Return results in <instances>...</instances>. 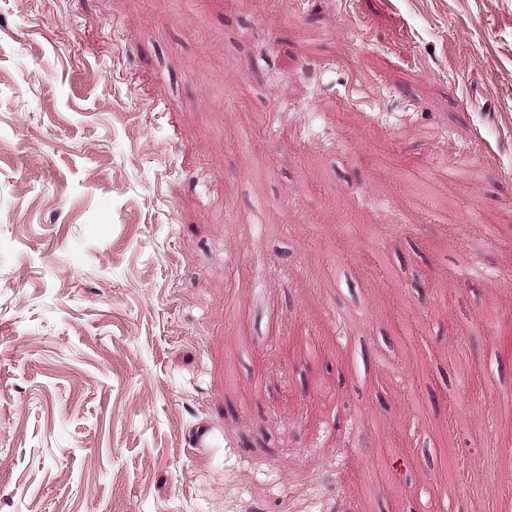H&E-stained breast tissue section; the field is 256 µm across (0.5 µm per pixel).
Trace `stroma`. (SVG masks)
I'll return each instance as SVG.
<instances>
[{
  "label": "stroma",
  "instance_id": "35a3bbf8",
  "mask_svg": "<svg viewBox=\"0 0 512 512\" xmlns=\"http://www.w3.org/2000/svg\"><path fill=\"white\" fill-rule=\"evenodd\" d=\"M462 263L512 278V0H0V512H422L460 457L493 512Z\"/></svg>",
  "mask_w": 512,
  "mask_h": 512
}]
</instances>
